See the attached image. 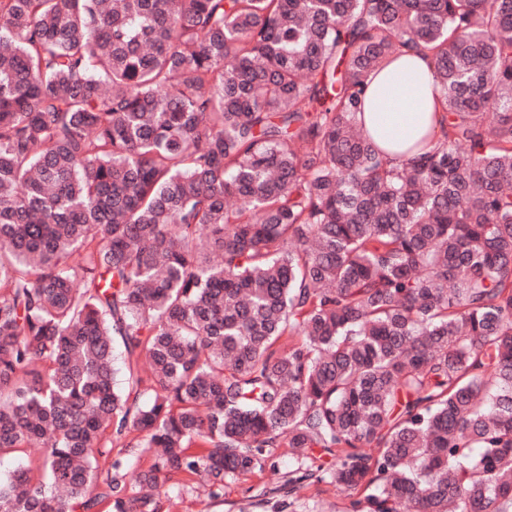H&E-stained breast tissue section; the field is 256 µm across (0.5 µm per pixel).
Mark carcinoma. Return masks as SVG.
Masks as SVG:
<instances>
[{"instance_id":"1","label":"carcinoma","mask_w":512,"mask_h":512,"mask_svg":"<svg viewBox=\"0 0 512 512\" xmlns=\"http://www.w3.org/2000/svg\"><path fill=\"white\" fill-rule=\"evenodd\" d=\"M403 48L443 137L393 166L357 112ZM35 446L0 512L274 448L350 512H512V0H0V458ZM130 448H114L112 449V460L115 458H121L123 461L129 459L127 466L123 467L120 471V475H124L123 479L128 485H134L135 476L140 469H146L152 462L150 454L129 456Z\"/></svg>"}]
</instances>
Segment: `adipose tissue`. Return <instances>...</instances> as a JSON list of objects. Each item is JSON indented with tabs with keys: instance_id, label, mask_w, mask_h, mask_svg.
<instances>
[{
	"instance_id": "adipose-tissue-1",
	"label": "adipose tissue",
	"mask_w": 512,
	"mask_h": 512,
	"mask_svg": "<svg viewBox=\"0 0 512 512\" xmlns=\"http://www.w3.org/2000/svg\"><path fill=\"white\" fill-rule=\"evenodd\" d=\"M434 76L423 56L404 51L369 77L358 121L391 164L409 158L415 139L437 138L441 116Z\"/></svg>"
}]
</instances>
